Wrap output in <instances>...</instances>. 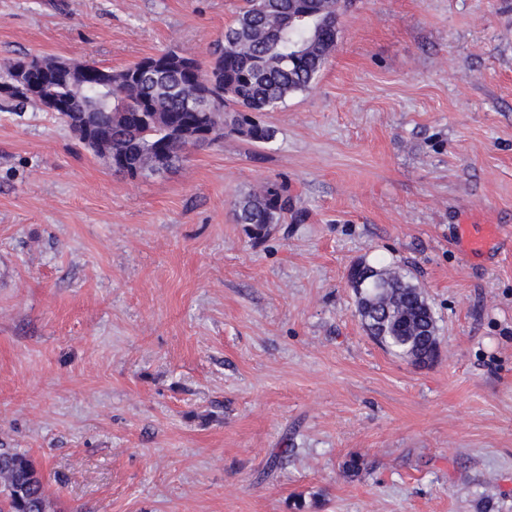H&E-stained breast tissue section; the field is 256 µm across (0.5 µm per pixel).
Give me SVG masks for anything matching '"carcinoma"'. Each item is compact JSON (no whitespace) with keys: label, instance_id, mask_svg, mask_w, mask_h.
<instances>
[{"label":"carcinoma","instance_id":"obj_1","mask_svg":"<svg viewBox=\"0 0 512 512\" xmlns=\"http://www.w3.org/2000/svg\"><path fill=\"white\" fill-rule=\"evenodd\" d=\"M347 0H244L222 39L213 44L211 69L203 74L187 71L201 63L170 47L157 54L166 62L161 70L141 69L137 62L112 71L95 63L72 61L74 69H88L108 78L103 87L90 79L72 88L42 75L31 78L40 89L7 101L0 108H41L47 96L67 103L75 114L95 112L100 125L112 131V154L123 155L130 167L115 173L136 179L167 171L183 157L184 137L201 124L213 129L211 145L228 131L239 132L253 143L269 141L273 133L248 121L244 112H269L288 96L308 90L336 48L337 24ZM288 194L274 182L246 195L235 205V220L251 225L253 239L268 235V226L281 224L292 211ZM353 278L376 281L381 288L357 299L363 327L370 338L395 354L430 365L438 357L435 314L421 289L404 273L363 262L349 270ZM0 512H52L34 460L22 453L0 450Z\"/></svg>","mask_w":512,"mask_h":512}]
</instances>
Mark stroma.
I'll return each mask as SVG.
<instances>
[{"label":"stroma","mask_w":512,"mask_h":512,"mask_svg":"<svg viewBox=\"0 0 512 512\" xmlns=\"http://www.w3.org/2000/svg\"><path fill=\"white\" fill-rule=\"evenodd\" d=\"M241 4L0 0V62L205 63ZM253 118L132 180L0 112V449L55 512H512V0H351ZM269 181L300 217L258 242L235 203ZM363 259L423 289L433 365L364 332Z\"/></svg>","instance_id":"obj_1"}]
</instances>
